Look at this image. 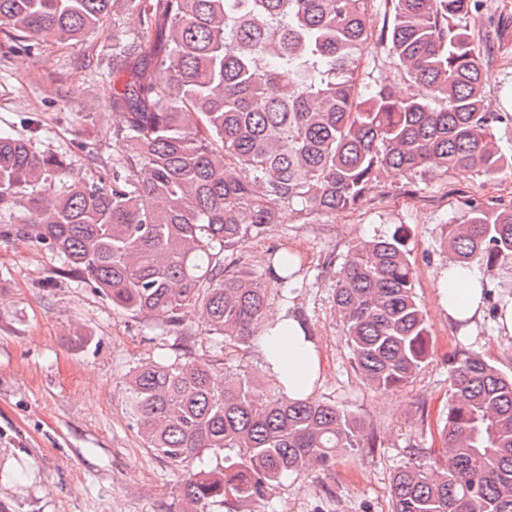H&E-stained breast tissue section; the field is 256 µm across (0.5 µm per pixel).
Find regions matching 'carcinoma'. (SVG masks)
<instances>
[{
	"label": "carcinoma",
	"instance_id": "carcinoma-1",
	"mask_svg": "<svg viewBox=\"0 0 512 512\" xmlns=\"http://www.w3.org/2000/svg\"><path fill=\"white\" fill-rule=\"evenodd\" d=\"M117 0H0V37L33 54L104 29ZM138 21L112 45V135L128 153L112 180L66 183L62 155L0 137V237L56 252L64 273L134 315L173 325L190 307L225 344L265 316L263 275L224 267V253L274 223L361 206L389 171L495 178L512 168L488 109L469 30L477 0H386L379 42L423 96L356 90L370 46V0H122ZM442 245L449 261L491 274L512 259V205L474 196ZM274 251L267 274L295 276ZM335 306L363 380L408 382L429 357L426 313L400 237L359 243L336 271ZM129 407L148 447L176 465L240 449L185 482L184 498L267 499L290 473L329 467L361 447V420L307 397L263 400L253 378L224 387L207 363L162 358L129 376ZM444 455L398 471L392 512H512V375L478 354L450 362Z\"/></svg>",
	"mask_w": 512,
	"mask_h": 512
}]
</instances>
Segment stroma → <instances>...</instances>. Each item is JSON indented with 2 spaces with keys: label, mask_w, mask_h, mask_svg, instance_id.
Returning <instances> with one entry per match:
<instances>
[{
  "label": "stroma",
  "mask_w": 512,
  "mask_h": 512,
  "mask_svg": "<svg viewBox=\"0 0 512 512\" xmlns=\"http://www.w3.org/2000/svg\"><path fill=\"white\" fill-rule=\"evenodd\" d=\"M512 24V0H481L471 34L481 49L486 103L512 113V38L485 46L488 25ZM118 12L103 31L45 45L39 55L0 41V132L32 139L36 150L60 153L73 181H93L103 162L126 146L112 135L120 116L103 71L113 43L137 28ZM376 83L408 92L384 45L362 59L359 89ZM38 118L32 133L26 117ZM512 204V169L484 181L440 170L384 175L357 209L331 217L284 210L277 223L227 251L231 268L264 272L271 251L293 249L304 259L294 284L271 285L267 313L290 309L320 344L325 374L314 397L356 415L360 448L324 470L291 474L266 502L209 503L206 512H391L395 474L424 463L439 448L448 408L449 360L482 355L512 373V337L482 318L468 333L449 322L439 278L448 257L439 249L447 225L460 222L465 197ZM400 232L416 272V296L430 332L427 364L387 390L357 372L333 302L336 270L356 244ZM208 363L215 378L245 370L267 398L281 389L265 371L256 343L224 345L198 314L172 326L135 317L64 274L62 259L29 238H0V505L7 512H183V484L201 469H219L236 449L173 465L148 448L129 414L126 375L157 357Z\"/></svg>",
  "instance_id": "35a3bbf8"
}]
</instances>
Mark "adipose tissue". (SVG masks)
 I'll list each match as a JSON object with an SVG mask.
<instances>
[{
	"label": "adipose tissue",
	"mask_w": 512,
	"mask_h": 512,
	"mask_svg": "<svg viewBox=\"0 0 512 512\" xmlns=\"http://www.w3.org/2000/svg\"><path fill=\"white\" fill-rule=\"evenodd\" d=\"M440 301L449 320L473 328L484 313L481 275L449 265L440 276ZM259 352L269 378L288 398L313 394L324 375L321 349L306 324L287 311L266 317L260 327Z\"/></svg>",
	"instance_id": "ef3b65f1"
}]
</instances>
